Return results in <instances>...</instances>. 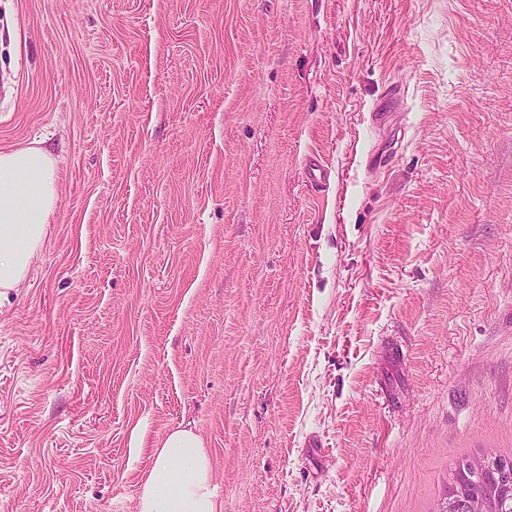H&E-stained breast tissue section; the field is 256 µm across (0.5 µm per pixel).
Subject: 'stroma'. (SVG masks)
I'll use <instances>...</instances> for the list:
<instances>
[{"label": "stroma", "instance_id": "1", "mask_svg": "<svg viewBox=\"0 0 512 512\" xmlns=\"http://www.w3.org/2000/svg\"><path fill=\"white\" fill-rule=\"evenodd\" d=\"M35 140L0 512H136L178 427L224 512H432L512 451V0H0Z\"/></svg>", "mask_w": 512, "mask_h": 512}]
</instances>
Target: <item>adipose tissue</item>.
Returning <instances> with one entry per match:
<instances>
[{
  "label": "adipose tissue",
  "instance_id": "obj_1",
  "mask_svg": "<svg viewBox=\"0 0 512 512\" xmlns=\"http://www.w3.org/2000/svg\"><path fill=\"white\" fill-rule=\"evenodd\" d=\"M53 152L33 141L0 151V304L27 279L59 203ZM210 451L193 430L156 443L138 483V512H223Z\"/></svg>",
  "mask_w": 512,
  "mask_h": 512
}]
</instances>
